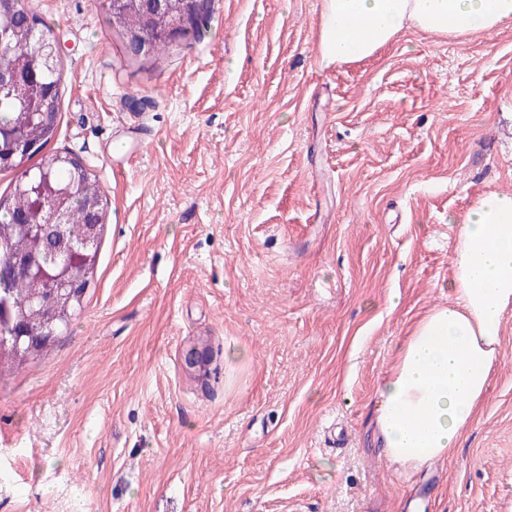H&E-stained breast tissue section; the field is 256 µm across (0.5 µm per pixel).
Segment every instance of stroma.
Wrapping results in <instances>:
<instances>
[{
	"label": "stroma",
	"mask_w": 512,
	"mask_h": 512,
	"mask_svg": "<svg viewBox=\"0 0 512 512\" xmlns=\"http://www.w3.org/2000/svg\"><path fill=\"white\" fill-rule=\"evenodd\" d=\"M35 6L63 46L46 150L109 209L82 313L0 378V512H512V311L450 460L402 469L374 427L462 219L512 193V26L325 67L320 0H212L146 59L99 0Z\"/></svg>",
	"instance_id": "1"
}]
</instances>
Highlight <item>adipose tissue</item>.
Masks as SVG:
<instances>
[{
  "mask_svg": "<svg viewBox=\"0 0 512 512\" xmlns=\"http://www.w3.org/2000/svg\"><path fill=\"white\" fill-rule=\"evenodd\" d=\"M512 25V0H320L318 55L341 65L375 55L414 29L458 38ZM446 305L402 343L378 389L375 424L387 458L420 469L452 457L502 357L512 310V195L490 192L466 214Z\"/></svg>",
  "mask_w": 512,
  "mask_h": 512,
  "instance_id": "1",
  "label": "adipose tissue"
}]
</instances>
